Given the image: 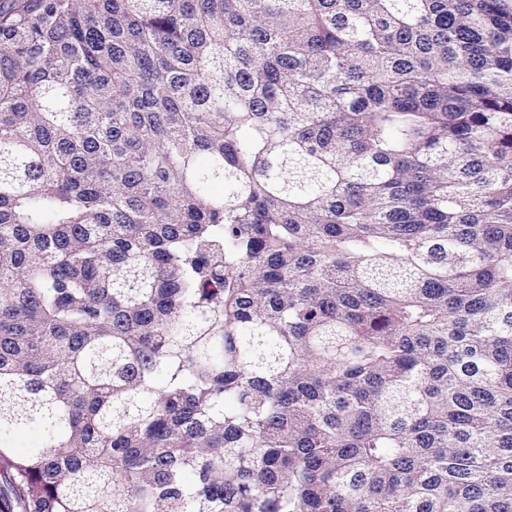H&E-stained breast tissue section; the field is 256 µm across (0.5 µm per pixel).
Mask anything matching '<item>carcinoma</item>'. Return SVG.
I'll use <instances>...</instances> for the list:
<instances>
[{
	"instance_id": "cac0c4a2",
	"label": "carcinoma",
	"mask_w": 512,
	"mask_h": 512,
	"mask_svg": "<svg viewBox=\"0 0 512 512\" xmlns=\"http://www.w3.org/2000/svg\"><path fill=\"white\" fill-rule=\"evenodd\" d=\"M0 467L512 512V0H0Z\"/></svg>"
}]
</instances>
